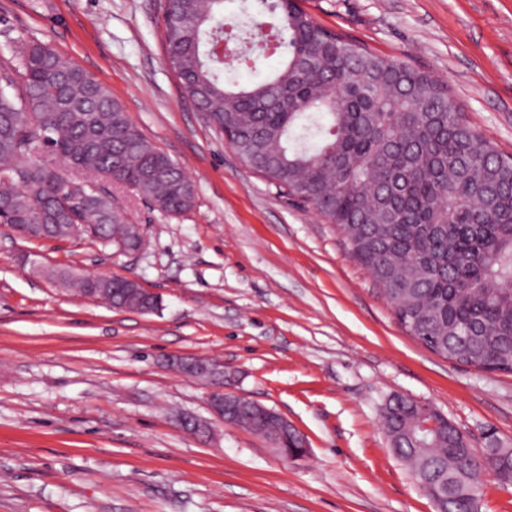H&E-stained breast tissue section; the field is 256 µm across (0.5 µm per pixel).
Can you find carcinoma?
Instances as JSON below:
<instances>
[{
    "instance_id": "obj_1",
    "label": "carcinoma",
    "mask_w": 512,
    "mask_h": 512,
    "mask_svg": "<svg viewBox=\"0 0 512 512\" xmlns=\"http://www.w3.org/2000/svg\"><path fill=\"white\" fill-rule=\"evenodd\" d=\"M235 1L277 42L279 64L258 82L225 81L211 55ZM162 18L167 66L198 110L247 167L344 235L406 333L448 360L512 372V155L465 122L448 87L320 25L296 0H168ZM112 184L170 216L196 201L192 180L101 81L42 43L19 42L0 61V224L139 252L144 230ZM48 276L81 294L97 288L115 308L137 306L140 284L128 278ZM380 416L435 512H479L486 462L512 476V448L479 453L410 398L390 397ZM229 420L262 436L279 429L247 402Z\"/></svg>"
}]
</instances>
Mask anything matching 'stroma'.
Listing matches in <instances>:
<instances>
[{"label":"stroma","mask_w":512,"mask_h":512,"mask_svg":"<svg viewBox=\"0 0 512 512\" xmlns=\"http://www.w3.org/2000/svg\"><path fill=\"white\" fill-rule=\"evenodd\" d=\"M322 26L447 84L466 122L512 155V0H297ZM159 0H0V59L39 41L95 75L196 188L142 224L139 256L83 235L0 231V512H434L380 421L392 395L431 405L475 447L512 446V373L442 358L407 335L335 226L277 194L168 71ZM136 278L159 312L112 308L31 260ZM223 365L274 409L305 457L213 422L207 387L165 363Z\"/></svg>","instance_id":"stroma-1"}]
</instances>
